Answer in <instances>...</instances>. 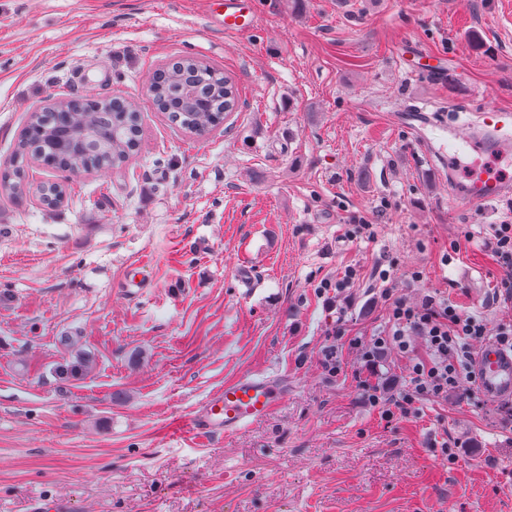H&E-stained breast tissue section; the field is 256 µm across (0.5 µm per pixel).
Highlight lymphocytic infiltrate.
Listing matches in <instances>:
<instances>
[{
  "mask_svg": "<svg viewBox=\"0 0 512 512\" xmlns=\"http://www.w3.org/2000/svg\"><path fill=\"white\" fill-rule=\"evenodd\" d=\"M390 316L391 333L370 339L362 347V357L366 362H373L389 345L409 354L408 384L393 401L394 408L403 414L419 400L447 397L468 369L471 356L466 348L467 340L481 339L488 334L483 320L462 313L447 299L437 296H427L418 307L393 298ZM412 333L424 338L430 360L410 355L407 337Z\"/></svg>",
  "mask_w": 512,
  "mask_h": 512,
  "instance_id": "1",
  "label": "lymphocytic infiltrate"
}]
</instances>
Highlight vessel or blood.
Wrapping results in <instances>:
<instances>
[{
	"instance_id": "1",
	"label": "vessel or blood",
	"mask_w": 512,
	"mask_h": 512,
	"mask_svg": "<svg viewBox=\"0 0 512 512\" xmlns=\"http://www.w3.org/2000/svg\"><path fill=\"white\" fill-rule=\"evenodd\" d=\"M213 22L225 34L242 36L256 25L255 0H210ZM448 137L472 150L502 158L512 154V114L489 111L479 122L454 120ZM512 195V180L488 172L474 180L467 190L454 194L462 206ZM472 379L481 395L490 401L512 400V351L496 342H483L477 349ZM276 380L246 374L225 385L223 391L207 398L189 417V429L199 438L227 435L266 417L281 400Z\"/></svg>"
}]
</instances>
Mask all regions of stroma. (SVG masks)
Instances as JSON below:
<instances>
[{
    "label": "stroma",
    "instance_id": "1",
    "mask_svg": "<svg viewBox=\"0 0 512 512\" xmlns=\"http://www.w3.org/2000/svg\"><path fill=\"white\" fill-rule=\"evenodd\" d=\"M256 10L233 37L207 0H0V170L50 100L122 96L142 118L138 154L59 209L0 187V512H512L500 404L462 383L386 419L359 383L393 397L408 354L370 368L356 345L388 331L390 291L512 322L489 247L512 199L452 204L475 154L449 162L422 120L512 113V0ZM187 54L238 82L228 130L189 137L148 99ZM246 373L276 374L280 403L195 440L194 408Z\"/></svg>",
    "mask_w": 512,
    "mask_h": 512
}]
</instances>
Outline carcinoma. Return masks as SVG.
Here are the masks:
<instances>
[{"mask_svg": "<svg viewBox=\"0 0 512 512\" xmlns=\"http://www.w3.org/2000/svg\"><path fill=\"white\" fill-rule=\"evenodd\" d=\"M240 98V88L232 77L194 56H184L159 70L150 95L158 111L168 113L173 123L196 136L223 125ZM85 119L95 126L96 149L86 151L76 142L68 155L59 156L49 147L47 136L63 123L61 113L48 110L33 115L16 145L10 168L0 173V180L9 182L17 194L25 192L27 160L40 156L48 168L63 177L42 187L50 197L48 205L55 206L57 188L88 172V166L110 164L119 168L138 151L141 119L134 103L114 97L102 111L89 113Z\"/></svg>", "mask_w": 512, "mask_h": 512, "instance_id": "cac0c4a2", "label": "carcinoma"}]
</instances>
